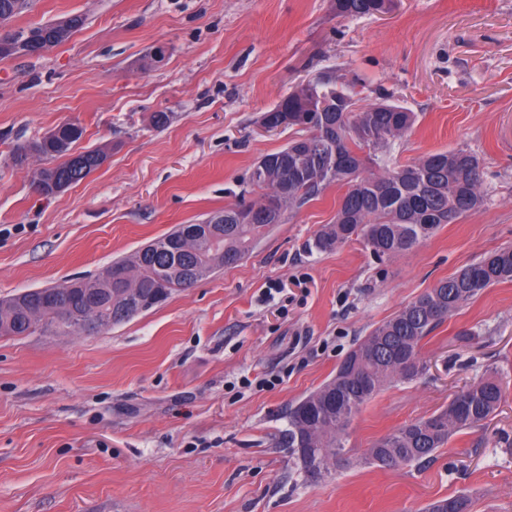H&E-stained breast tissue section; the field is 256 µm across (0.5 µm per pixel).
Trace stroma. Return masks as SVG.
Wrapping results in <instances>:
<instances>
[{"mask_svg":"<svg viewBox=\"0 0 512 512\" xmlns=\"http://www.w3.org/2000/svg\"><path fill=\"white\" fill-rule=\"evenodd\" d=\"M334 0H30L18 30L85 16L40 55L0 59V300L99 274L236 204L289 129L260 124L297 85L348 84L417 115L388 166L464 147L484 202L412 251L357 241L320 252L342 187L287 214L239 263L117 326L0 336V512H424L467 493L512 512V392L484 426L427 463L359 464L366 448L496 372L512 385V281L486 289L423 341V374L368 402L348 463L309 479L284 444L288 406L358 339L418 296L512 245V0H397L344 19ZM167 50L161 64L155 47ZM169 116L165 127L154 113ZM107 163L44 198L17 146L58 124ZM275 289L273 300L262 294ZM279 376L273 387L244 378Z\"/></svg>","mask_w":512,"mask_h":512,"instance_id":"stroma-1","label":"stroma"}]
</instances>
